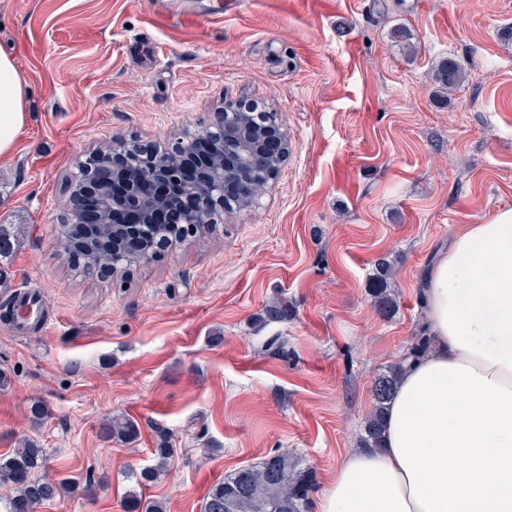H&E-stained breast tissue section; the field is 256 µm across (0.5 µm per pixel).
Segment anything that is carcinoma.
I'll return each mask as SVG.
<instances>
[{
    "label": "carcinoma",
    "instance_id": "1",
    "mask_svg": "<svg viewBox=\"0 0 512 512\" xmlns=\"http://www.w3.org/2000/svg\"><path fill=\"white\" fill-rule=\"evenodd\" d=\"M466 71L462 64L452 58L441 60L434 69V81L443 92L456 90L465 80ZM237 123L251 126L257 131L268 132L270 122L265 112H243ZM224 155L229 166L225 171L230 181L243 177L257 183L254 195L247 198L245 208L258 203V195L266 188L267 179L263 171L251 168L245 158L240 140L230 135L224 144ZM168 235L164 224L145 227L142 249L129 252L123 257L125 267H137L148 262L149 244L158 242ZM432 345L426 328L413 336L412 344L401 361L379 374L374 382V405L367 417L360 436L363 448L381 446V433L385 403L395 391L403 363L418 358ZM103 435L111 440L129 443L138 438V426L130 419L112 417L102 424ZM172 449L166 437H161L159 448L155 449L156 461L140 472H132L135 487L128 490L127 498L131 512H163L157 501H142L138 489L158 480L165 471ZM46 453L34 442H25L9 454H0V484L12 488V495L5 499V512H36L41 506L56 500L65 493L64 487L50 479L45 473ZM316 487L313 473L299 467L290 453L278 452L266 456L259 464L236 470L224 480L214 484L208 491L202 512H311V494Z\"/></svg>",
    "mask_w": 512,
    "mask_h": 512
}]
</instances>
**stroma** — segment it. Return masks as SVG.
Wrapping results in <instances>:
<instances>
[{"instance_id":"35a3bbf8","label":"stroma","mask_w":512,"mask_h":512,"mask_svg":"<svg viewBox=\"0 0 512 512\" xmlns=\"http://www.w3.org/2000/svg\"><path fill=\"white\" fill-rule=\"evenodd\" d=\"M0 51L27 90L0 157V302L31 290L45 313L34 333L0 319V454L45 448L68 490L39 512H128L163 434L174 454L141 494L166 512H201L215 482L284 450L325 486L424 325L426 273L462 225L512 207V0H0ZM448 57L466 69L449 96L432 80ZM228 101L288 135L258 205L123 277L59 254L77 156L168 148ZM277 298L288 320L262 322ZM112 416L138 439L102 440Z\"/></svg>"}]
</instances>
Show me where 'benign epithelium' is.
<instances>
[{"label":"benign epithelium","mask_w":512,"mask_h":512,"mask_svg":"<svg viewBox=\"0 0 512 512\" xmlns=\"http://www.w3.org/2000/svg\"><path fill=\"white\" fill-rule=\"evenodd\" d=\"M243 111L238 102L227 103L215 113L213 121L203 130L188 132L172 146L171 151L188 155L192 142L198 137H209L217 143L212 155L199 157L195 172L187 176L183 167L169 159L168 150L141 144L123 142L104 152L94 149L86 158L77 161L79 174L69 183L70 212L67 223L61 225L63 235L58 243L71 245V258L83 263L88 270L104 277L120 273L121 264L91 263L81 247L112 253V239L121 237L122 246L138 245L139 229L144 224H158L166 210L175 212L171 221L174 235L202 230L211 224L224 223L241 210L239 199L254 189L252 181L224 180V135L237 113ZM140 150L153 157L150 171L140 172L128 167L127 155ZM279 151L277 139L268 145L250 149L252 165H265L270 151ZM123 184L120 195L113 193L116 183Z\"/></svg>","instance_id":"benign-epithelium-1"}]
</instances>
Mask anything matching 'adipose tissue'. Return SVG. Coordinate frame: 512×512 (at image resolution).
I'll use <instances>...</instances> for the list:
<instances>
[{"label": "adipose tissue", "mask_w": 512, "mask_h": 512, "mask_svg": "<svg viewBox=\"0 0 512 512\" xmlns=\"http://www.w3.org/2000/svg\"><path fill=\"white\" fill-rule=\"evenodd\" d=\"M0 53V156L26 123ZM433 345L405 363L382 445L345 452L318 512H512V208L464 225L428 272Z\"/></svg>", "instance_id": "ef3b65f1"}]
</instances>
